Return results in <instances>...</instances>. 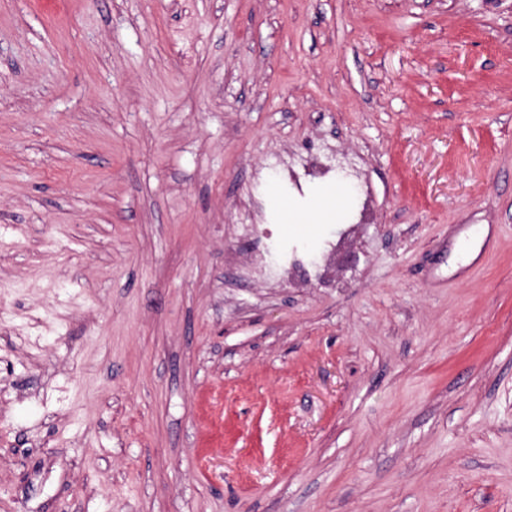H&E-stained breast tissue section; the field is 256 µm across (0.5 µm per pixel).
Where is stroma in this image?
Returning a JSON list of instances; mask_svg holds the SVG:
<instances>
[{
    "label": "stroma",
    "instance_id": "obj_1",
    "mask_svg": "<svg viewBox=\"0 0 512 512\" xmlns=\"http://www.w3.org/2000/svg\"><path fill=\"white\" fill-rule=\"evenodd\" d=\"M0 512H512V0H0ZM337 185L343 187V192L336 195L331 189H327L305 209L288 201L291 204V212H288V206L286 207L288 230L291 232L312 230V233H315L319 225L341 224L350 202L349 191L344 182L337 181Z\"/></svg>",
    "mask_w": 512,
    "mask_h": 512
}]
</instances>
